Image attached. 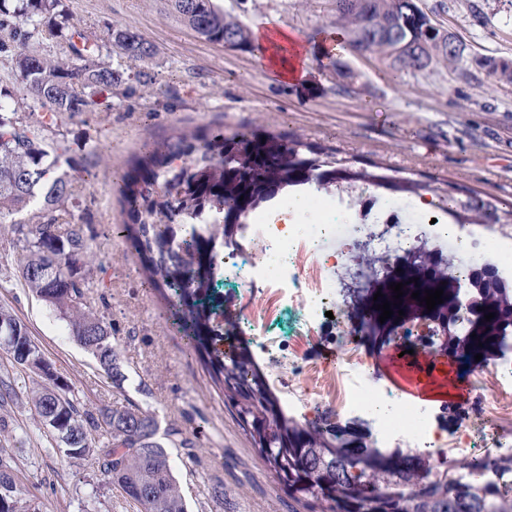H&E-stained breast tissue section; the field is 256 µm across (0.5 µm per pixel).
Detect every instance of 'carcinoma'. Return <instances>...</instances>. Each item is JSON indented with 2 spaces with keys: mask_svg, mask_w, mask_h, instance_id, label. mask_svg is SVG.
<instances>
[{
  "mask_svg": "<svg viewBox=\"0 0 512 512\" xmlns=\"http://www.w3.org/2000/svg\"><path fill=\"white\" fill-rule=\"evenodd\" d=\"M180 20L201 38L222 45L236 36L239 48L251 46L248 29L219 9L215 0H167ZM360 10L336 8V26L344 31L355 51L378 56L397 72L419 71L414 57L397 63L390 59V38L377 30L364 34L370 20H399L402 36L417 42L426 36L428 15L416 0H362ZM48 36L62 43V55L50 58L36 46ZM0 52L12 56L16 80L23 86L29 108L54 114L86 112L104 98L112 105L115 90L133 79L153 81L146 65L156 55L155 46L142 34L118 24L108 30L103 45H91L73 29L61 0H0ZM127 62H110L112 56ZM482 65L502 84L512 83V62L486 58ZM12 92L0 88V224L8 225L22 244L19 272L25 287L43 301L49 314L66 323L69 336H107L105 346L85 345L112 382L126 380L116 345L110 340L111 323L94 314L88 302L90 247L83 228L70 214L67 203L79 171L99 163L93 147L81 158L48 141L36 122L18 115ZM277 147L260 156L262 141ZM363 181L391 190L384 175L366 169L336 167V150L314 146L261 130L224 132L204 127L191 132L154 138L145 151L128 161L119 202L126 216L118 237L134 250L141 269L161 300L169 306L194 353L207 368L224 396L240 407L244 429L258 445L264 462L288 491L311 496L309 512H351L352 502L373 498L380 512H512V495L490 483L465 484L454 475L448 481L427 482L432 469L409 457L390 464L374 451L336 445L316 425L298 427L280 413L251 363L240 353L231 362L217 348L224 326L213 319L219 307L211 305L207 276L217 228L207 237L177 241L173 224H186L205 211L221 215V224L240 216L256 203L287 186L314 182L328 189L340 181ZM448 202L477 214L482 222L511 224L512 211L499 213L488 200L455 197ZM22 219L17 220L15 216ZM494 320L512 327V291L491 288L486 295ZM29 390L34 416L43 427L47 411L57 412L62 427L86 432L84 449L75 460L92 457L98 477L89 497L97 498L104 485L118 487L139 512H186L180 485L173 473L167 448H191L194 442L177 428L155 435L153 444L142 441L135 425L159 431L155 415L133 401L92 411L73 399L71 385L53 374ZM18 469L10 456L0 454V512H42L40 504L22 497Z\"/></svg>",
  "mask_w": 512,
  "mask_h": 512,
  "instance_id": "obj_1",
  "label": "carcinoma"
}]
</instances>
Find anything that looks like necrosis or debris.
<instances>
[{"label": "necrosis or debris", "mask_w": 512, "mask_h": 512, "mask_svg": "<svg viewBox=\"0 0 512 512\" xmlns=\"http://www.w3.org/2000/svg\"><path fill=\"white\" fill-rule=\"evenodd\" d=\"M436 215L423 200L386 196L377 187L358 185L317 195L307 210L282 192L272 203L245 212L226 232L213 259V272L233 276L242 285L240 293L224 298V319L233 326L224 348L230 354L248 351L253 361L279 367V374L265 378L264 384L293 424H316L324 432L357 438L390 455H413L435 470L454 468L464 457L469 466L461 471L462 479L510 491L512 473L497 469L495 462L512 455V430L490 420L489 394L477 389L464 405L430 408L391 386L368 381L370 354L396 347L433 350L445 343L435 324L414 316L389 338L368 340L352 327L354 315L364 307L362 299L342 291L345 280L357 275L366 289H374L411 261L419 246L441 262L449 251H456L454 272L460 283H467L491 254L499 276L512 282L511 234L488 225L472 238ZM368 253L376 265L364 276L360 266ZM272 290L318 330L321 346L337 369L355 374L352 388L340 393L334 408L324 409L322 400L302 385L303 375L318 368L317 360L296 357L287 345L274 348L261 340L252 303ZM479 416L485 422L476 439L469 422Z\"/></svg>", "instance_id": "obj_1"}]
</instances>
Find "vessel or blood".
Segmentation results:
<instances>
[{
    "label": "vessel or blood",
    "instance_id": "1",
    "mask_svg": "<svg viewBox=\"0 0 512 512\" xmlns=\"http://www.w3.org/2000/svg\"><path fill=\"white\" fill-rule=\"evenodd\" d=\"M385 360L392 380L410 397L439 403L453 400L455 386L448 375L447 358L421 351L402 358L392 351Z\"/></svg>",
    "mask_w": 512,
    "mask_h": 512
}]
</instances>
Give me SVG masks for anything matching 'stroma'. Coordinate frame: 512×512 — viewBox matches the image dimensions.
Here are the masks:
<instances>
[{
  "mask_svg": "<svg viewBox=\"0 0 512 512\" xmlns=\"http://www.w3.org/2000/svg\"><path fill=\"white\" fill-rule=\"evenodd\" d=\"M72 25L90 43L119 23L139 31L156 47L149 63L151 85H133L111 107L66 113L48 135L71 153L98 146L96 166L74 183L75 219L92 248L90 304L112 324V341L127 374L113 384L92 355L71 339L63 321L24 288L22 254L0 231V306L12 311L54 370L74 386L89 409L132 399L176 425L194 440L170 451L187 512H306L302 502L261 461L238 411L213 384L208 371L144 277L134 252L115 234L124 221L118 187L129 159L150 135L223 124L281 132L315 145L334 147L356 170L377 165L399 184L414 183L424 199L441 203L449 184L512 206V84H493L484 58L512 60V0H421L432 22L463 49L459 64L441 63L421 72L393 71L350 47L334 49L336 0H216L249 30L280 28L309 53L306 78L290 83L267 70L256 50H227L186 27L165 0H62ZM262 336L271 345L288 341L298 354L317 348V331L300 330L296 315L278 293L258 303ZM461 397L489 393L493 417L512 429V384L487 366L455 369ZM0 378L16 395L0 410V453L16 461L25 497L44 512H136L115 488L102 487L88 501L94 459L71 461L56 449L33 418L28 371L0 351ZM238 484L230 503L213 497L215 487Z\"/></svg>",
  "mask_w": 512,
  "mask_h": 512,
  "instance_id": "stroma-1",
  "label": "stroma"
}]
</instances>
